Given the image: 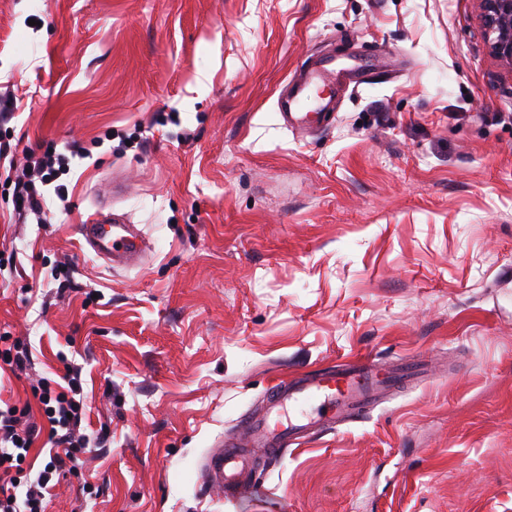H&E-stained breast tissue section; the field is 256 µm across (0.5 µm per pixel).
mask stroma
<instances>
[{"instance_id":"obj_1","label":"stroma","mask_w":512,"mask_h":512,"mask_svg":"<svg viewBox=\"0 0 512 512\" xmlns=\"http://www.w3.org/2000/svg\"><path fill=\"white\" fill-rule=\"evenodd\" d=\"M359 69L316 128L282 85ZM16 160L78 143L48 221L0 189V402L82 369L96 438L46 512H512V64L481 0H0ZM125 214L139 267L78 226ZM67 263L58 294L51 271ZM354 358L427 370L365 416L255 458L248 503L205 480L271 387Z\"/></svg>"}]
</instances>
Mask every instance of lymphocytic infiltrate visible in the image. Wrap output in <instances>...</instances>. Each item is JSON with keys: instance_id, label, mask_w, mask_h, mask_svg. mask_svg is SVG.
<instances>
[{"instance_id": "1", "label": "lymphocytic infiltrate", "mask_w": 512, "mask_h": 512, "mask_svg": "<svg viewBox=\"0 0 512 512\" xmlns=\"http://www.w3.org/2000/svg\"><path fill=\"white\" fill-rule=\"evenodd\" d=\"M82 154V148L73 145L65 154L50 146L42 153L27 155L11 181L18 219L32 217L43 222L42 186L54 185L58 199H65L68 188L60 178L69 172L71 158ZM38 391L41 414L50 426L49 440L56 452L35 479L21 481L16 471L25 462L39 431L36 425H22L15 407L0 408V512H45V495L51 483L63 474L67 464L76 463L89 445L86 435L79 432L86 409L80 369L68 368L62 384L41 382Z\"/></svg>"}]
</instances>
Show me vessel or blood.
<instances>
[{"label":"vessel or blood","mask_w":512,"mask_h":512,"mask_svg":"<svg viewBox=\"0 0 512 512\" xmlns=\"http://www.w3.org/2000/svg\"><path fill=\"white\" fill-rule=\"evenodd\" d=\"M338 79L335 59L319 57L304 64L299 79L278 100L284 122L305 127L311 124L314 111L335 109ZM79 232L91 252L115 267L138 266L148 248L146 237L135 225L117 221L109 225L98 214L80 225ZM393 379L392 372L366 360L356 367L277 383L264 411L244 419L246 438L225 439L210 457L209 473L226 498L247 500L250 491L243 485V474L249 448L279 455L303 435L359 412Z\"/></svg>","instance_id":"vessel-or-blood-1"}]
</instances>
